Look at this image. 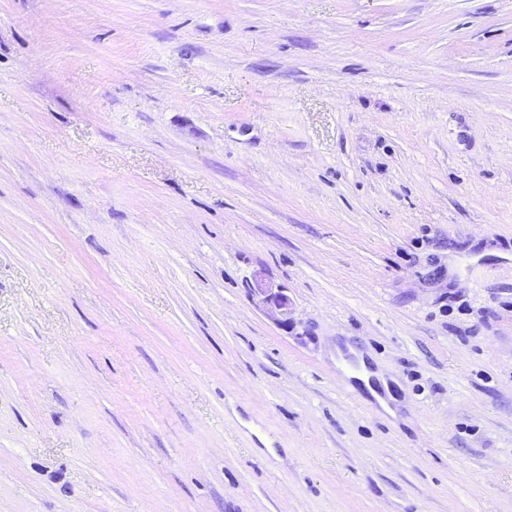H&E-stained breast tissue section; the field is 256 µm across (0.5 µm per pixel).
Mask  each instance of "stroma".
<instances>
[{
	"label": "stroma",
	"mask_w": 512,
	"mask_h": 512,
	"mask_svg": "<svg viewBox=\"0 0 512 512\" xmlns=\"http://www.w3.org/2000/svg\"><path fill=\"white\" fill-rule=\"evenodd\" d=\"M0 512H512V0H0ZM261 297L263 307L272 315L280 317L279 322L288 325L289 300L282 288H255Z\"/></svg>",
	"instance_id": "35a3bbf8"
}]
</instances>
